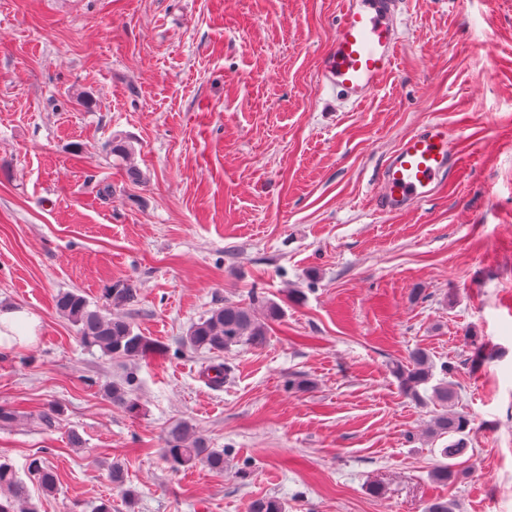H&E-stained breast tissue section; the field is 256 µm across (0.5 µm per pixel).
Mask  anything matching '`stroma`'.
I'll return each mask as SVG.
<instances>
[{
	"label": "stroma",
	"instance_id": "obj_1",
	"mask_svg": "<svg viewBox=\"0 0 512 512\" xmlns=\"http://www.w3.org/2000/svg\"><path fill=\"white\" fill-rule=\"evenodd\" d=\"M340 10L0 0V307L40 320L0 352V408L15 414L0 460L38 512L106 498L112 512H247L260 496L288 512H423L436 497L512 512V0H404L394 70L353 106L318 83ZM432 121L458 138L455 175L422 205L378 211L380 168ZM122 286L133 305L111 304ZM73 289L166 354L85 346L55 309ZM255 297L282 309L263 348L180 350L212 308ZM471 334L493 354L476 368ZM416 347L457 365L456 407L475 423L447 486L429 478L445 445L426 435L435 404L389 372ZM215 362L230 368L218 386ZM127 376L133 415L102 391ZM182 421L223 450V473L168 468L163 438ZM29 469L37 476L40 486L46 494L56 490L57 477L46 459L39 457L31 459Z\"/></svg>",
	"mask_w": 512,
	"mask_h": 512
}]
</instances>
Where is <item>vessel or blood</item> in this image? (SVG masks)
<instances>
[{
	"mask_svg": "<svg viewBox=\"0 0 512 512\" xmlns=\"http://www.w3.org/2000/svg\"><path fill=\"white\" fill-rule=\"evenodd\" d=\"M402 0H342L333 42L324 56L319 84L357 104L378 90L392 71L400 43ZM448 129L434 122L403 138L377 178L375 207L398 213L430 200L455 166Z\"/></svg>",
	"mask_w": 512,
	"mask_h": 512,
	"instance_id": "1",
	"label": "vessel or blood"
}]
</instances>
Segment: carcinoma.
Listing matches in <instances>:
<instances>
[{
  "label": "carcinoma",
  "instance_id": "cac0c4a2",
  "mask_svg": "<svg viewBox=\"0 0 512 512\" xmlns=\"http://www.w3.org/2000/svg\"><path fill=\"white\" fill-rule=\"evenodd\" d=\"M111 152L126 163V173L131 181L140 180L141 172L130 161L132 149L128 144L114 141ZM56 308L77 327L83 344L96 346L107 356L138 360L160 350L149 337L135 331L131 322L121 316L114 317L90 309L86 298L75 291L57 294ZM280 315L281 308L274 302L268 303L265 312L260 314L252 303L243 305L226 301L192 324L179 346L192 352L210 353L230 351L235 346L260 349L267 343L270 322ZM390 372L401 391L416 401L424 400V392L432 391L431 398L438 403L440 410L430 420L428 433L434 438L448 439V444L439 449L443 461L431 470L430 478L437 484L452 483L457 477L456 459L467 452L474 431V420L456 410L455 384L444 379L432 383L435 365L429 353L422 348L412 350L404 362L391 363ZM104 393L113 404L131 413L139 409L137 401L122 384L107 386ZM162 455L175 471L203 464L215 473H224V452L208 447L206 440L187 423L178 424L167 432ZM29 469L37 476L45 493L56 490L57 477L46 459H31ZM0 494L3 495L0 512H36L16 472L6 463H0ZM248 512H285V506L275 498L262 496L250 501Z\"/></svg>",
  "mask_w": 512,
  "mask_h": 512
}]
</instances>
